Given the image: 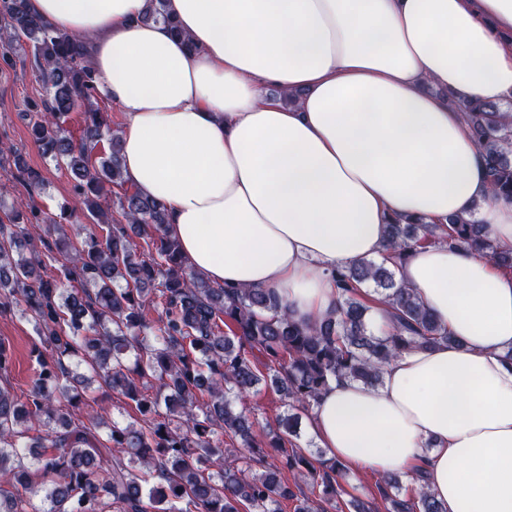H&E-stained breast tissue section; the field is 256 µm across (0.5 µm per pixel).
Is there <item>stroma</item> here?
Listing matches in <instances>:
<instances>
[{"mask_svg":"<svg viewBox=\"0 0 512 512\" xmlns=\"http://www.w3.org/2000/svg\"><path fill=\"white\" fill-rule=\"evenodd\" d=\"M45 92L36 81L31 68V50L23 36H16L8 60L0 59V144L18 149L25 167L40 170L43 186L30 191L22 169L0 167V198L6 202L35 198L46 212H56L61 203H68L72 224L91 230L80 196L75 191V179L65 165L46 160L28 134L27 114L41 108ZM0 340L12 352L8 374L16 395H24L37 369L35 343L37 337L31 324L18 311L0 312Z\"/></svg>","mask_w":512,"mask_h":512,"instance_id":"obj_1","label":"stroma"}]
</instances>
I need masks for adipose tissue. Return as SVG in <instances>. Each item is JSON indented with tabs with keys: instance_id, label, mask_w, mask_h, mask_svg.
I'll use <instances>...</instances> for the list:
<instances>
[{
	"instance_id": "obj_1",
	"label": "adipose tissue",
	"mask_w": 512,
	"mask_h": 512,
	"mask_svg": "<svg viewBox=\"0 0 512 512\" xmlns=\"http://www.w3.org/2000/svg\"><path fill=\"white\" fill-rule=\"evenodd\" d=\"M146 7L27 0L86 39L126 116V182L211 283L273 289L308 323L335 307L336 269L386 258L387 224L473 215L512 244L465 118L512 103V0H166L177 36ZM398 276L450 342L378 387L332 382L308 428L349 472H421L446 512H512V273L429 245Z\"/></svg>"
}]
</instances>
